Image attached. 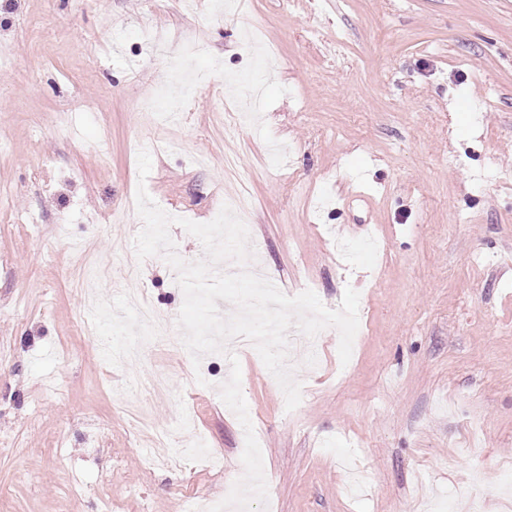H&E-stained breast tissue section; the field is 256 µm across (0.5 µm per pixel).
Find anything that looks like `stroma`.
<instances>
[{
	"instance_id": "35a3bbf8",
	"label": "stroma",
	"mask_w": 512,
	"mask_h": 512,
	"mask_svg": "<svg viewBox=\"0 0 512 512\" xmlns=\"http://www.w3.org/2000/svg\"><path fill=\"white\" fill-rule=\"evenodd\" d=\"M141 183L199 223L245 190L268 280L332 310L360 294L348 364L332 327L296 352L294 411L237 351L252 512H466L479 486L504 512L512 0H0V512H195L244 473L227 358L135 322L128 289L183 303L162 257L126 260ZM162 427L176 461L151 469Z\"/></svg>"
}]
</instances>
